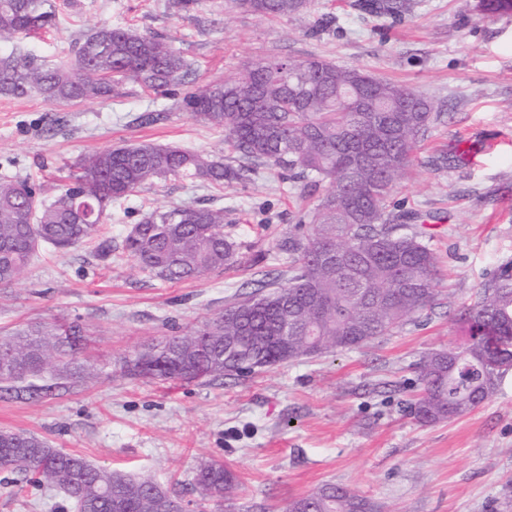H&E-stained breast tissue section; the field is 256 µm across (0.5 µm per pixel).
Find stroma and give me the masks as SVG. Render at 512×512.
Wrapping results in <instances>:
<instances>
[{
  "label": "stroma",
  "instance_id": "1",
  "mask_svg": "<svg viewBox=\"0 0 512 512\" xmlns=\"http://www.w3.org/2000/svg\"><path fill=\"white\" fill-rule=\"evenodd\" d=\"M54 27L22 40L49 64L72 59L99 24L132 26L173 41L192 65L186 88L234 75L257 55L319 57L400 84L442 105L393 200L436 217L429 244L440 259L438 299L394 335L248 377L210 383L123 375L120 361L160 336L182 334L223 310L253 283L287 282L274 255L304 204L302 183L243 162L222 129L149 90L50 104L0 96V163L54 197L86 155L123 144L178 145L223 156L242 180L218 190L191 179L145 185L107 207L103 233L83 245L45 249L16 282L0 286V335L28 325L80 320L89 336L78 356L94 375L36 400L0 396V429L39 436L91 462L149 477L180 495L188 512H283L289 499L332 483L383 512H512V371L469 415L417 423L408 403L417 364L463 345L461 311L480 284L512 258V12L481 0H408L398 15L363 0H313L308 11L272 19L237 0H53ZM147 112L163 113L153 124ZM456 149L467 165L434 166ZM224 212L238 260L203 280L164 282L131 261L99 259L156 207ZM216 461L239 482L224 506L193 485ZM0 468V512H66L56 491L36 495Z\"/></svg>",
  "mask_w": 512,
  "mask_h": 512
}]
</instances>
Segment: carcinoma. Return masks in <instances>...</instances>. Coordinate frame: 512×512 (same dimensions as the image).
I'll return each instance as SVG.
<instances>
[{
    "label": "carcinoma",
    "mask_w": 512,
    "mask_h": 512,
    "mask_svg": "<svg viewBox=\"0 0 512 512\" xmlns=\"http://www.w3.org/2000/svg\"><path fill=\"white\" fill-rule=\"evenodd\" d=\"M311 0H244L262 16L299 13ZM51 0H0V95L72 103L118 97L127 86L172 96L191 64L172 42L131 27L100 25L78 43L68 65L48 66L10 47L52 22ZM183 110L224 129L241 157L304 182L312 207L300 212L280 251L292 276L257 288L182 335L164 336L124 358L131 378L202 381L360 348L392 335L432 307L438 258L425 243L431 217L399 212L392 193L409 170L420 137L439 106L407 88L322 58L257 57L240 76L186 93ZM0 168V285L28 269L39 249H67L99 234L107 203L146 184L190 177L222 189L240 170L213 154L178 146L121 145L86 156L70 184L52 199ZM122 253L150 276L169 282L201 279L235 262L224 235V210L170 206L145 212L122 240ZM468 341L419 362L422 390L410 404L420 424L464 417L496 392L512 356V261L499 265L462 316ZM288 335V348L277 337ZM77 322L21 328L0 339V393L37 399L74 383L73 356L85 341ZM153 360L149 374L139 359ZM0 468L36 490L57 488L76 512H180L182 499L151 478H135L51 447L23 432L0 430ZM200 492L223 498L237 486L223 464L201 465ZM285 512H381L336 484L293 498Z\"/></svg>",
    "instance_id": "cac0c4a2"
}]
</instances>
